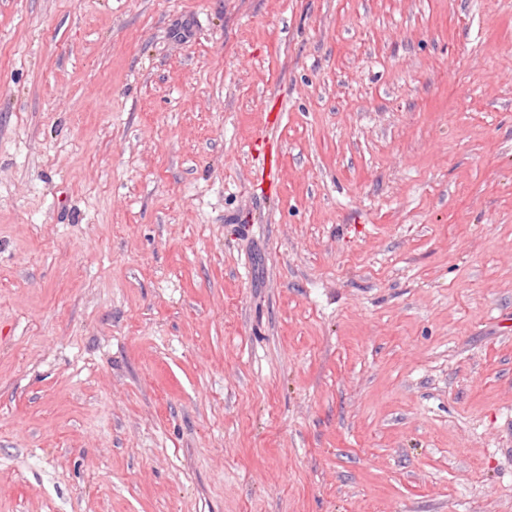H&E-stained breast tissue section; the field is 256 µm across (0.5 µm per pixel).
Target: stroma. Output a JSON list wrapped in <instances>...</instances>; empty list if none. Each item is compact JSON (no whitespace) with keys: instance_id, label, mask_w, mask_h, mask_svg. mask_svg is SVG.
<instances>
[{"instance_id":"35a3bbf8","label":"stroma","mask_w":512,"mask_h":512,"mask_svg":"<svg viewBox=\"0 0 512 512\" xmlns=\"http://www.w3.org/2000/svg\"><path fill=\"white\" fill-rule=\"evenodd\" d=\"M0 512H512V0H0Z\"/></svg>"}]
</instances>
